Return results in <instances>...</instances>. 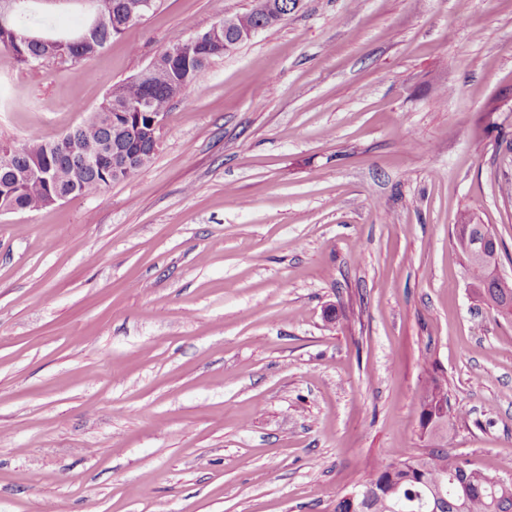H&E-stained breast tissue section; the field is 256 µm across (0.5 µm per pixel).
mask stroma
<instances>
[{"mask_svg":"<svg viewBox=\"0 0 512 512\" xmlns=\"http://www.w3.org/2000/svg\"><path fill=\"white\" fill-rule=\"evenodd\" d=\"M250 0H161L98 57L17 67L0 142H52ZM512 278V0H301L165 117L143 169L0 213V512H332L442 445L512 458V321L455 251ZM462 223L464 224H456L453 245L466 261V273L475 287L476 294L478 297L481 295L488 304L490 300L498 302L504 298L512 299V279L492 278V271L485 266L490 261H496V257L500 258L498 240L486 224H471V220ZM478 236L483 239L486 237L488 252L483 259L472 262L466 249L473 242V251L477 254L482 252L481 241H474ZM426 391L427 395L422 398L420 422L428 434H436L447 429L451 424L447 382L433 375L430 377ZM432 418H434L433 424L429 426Z\"/></svg>","mask_w":512,"mask_h":512,"instance_id":"obj_1","label":"stroma"}]
</instances>
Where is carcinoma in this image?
Masks as SVG:
<instances>
[{
    "instance_id": "carcinoma-1",
    "label": "carcinoma",
    "mask_w": 512,
    "mask_h": 512,
    "mask_svg": "<svg viewBox=\"0 0 512 512\" xmlns=\"http://www.w3.org/2000/svg\"><path fill=\"white\" fill-rule=\"evenodd\" d=\"M141 0H100L107 24L87 42L64 48L28 39L39 29L55 40L71 36L51 23L55 14L76 10L73 0H48L10 19L0 29V47L24 68L45 62L75 67L98 56L112 39L138 22ZM293 0H251L243 13L246 23L272 27L290 14ZM239 40L234 28L204 37V43L177 41L137 75L113 87L96 114L45 143L28 138L19 145L0 142V210L37 211L71 195H96L109 187L112 148L116 145L137 159L124 173L129 177L155 156L152 115H165L173 103L200 81L212 62L224 57V45ZM486 239L487 253L471 261L467 247L477 237ZM453 245L466 261V273L476 294L485 301L512 299V279H496L486 267L500 256V245L486 224L466 221L453 233ZM422 398L420 422L430 434L451 424L447 382L433 375ZM505 471L472 466L442 448H430L410 461L377 463L355 489L357 499L345 494L333 512H512V482Z\"/></svg>"
}]
</instances>
